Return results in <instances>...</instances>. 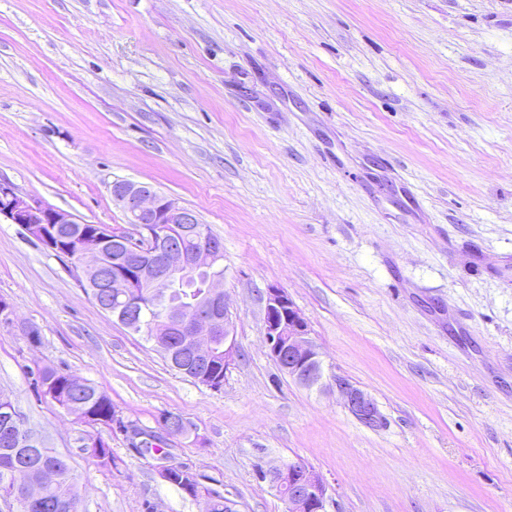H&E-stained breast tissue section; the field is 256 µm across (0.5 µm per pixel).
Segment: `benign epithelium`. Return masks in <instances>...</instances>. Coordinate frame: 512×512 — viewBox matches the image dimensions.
I'll return each mask as SVG.
<instances>
[{
	"instance_id": "obj_1",
	"label": "benign epithelium",
	"mask_w": 512,
	"mask_h": 512,
	"mask_svg": "<svg viewBox=\"0 0 512 512\" xmlns=\"http://www.w3.org/2000/svg\"><path fill=\"white\" fill-rule=\"evenodd\" d=\"M112 199L134 226L128 238L111 240L99 236H79L68 259L83 277L99 274L103 265L112 268L108 282L96 280L98 287L123 295L125 288H140L145 298H126L116 306L115 319L135 334L182 336L192 343L199 363L209 361L214 340L224 337V369H230L236 357L229 306L223 289L224 249L207 239L197 213L178 204L151 185L116 179L111 185ZM16 224L33 238L41 236V224H76L70 213L28 198L6 181L0 180V222ZM178 226L176 240L166 234L165 226ZM203 270H215L204 293L193 305L168 304L154 315L148 297L180 288L191 276ZM264 329L269 354L288 377L311 388L321 383L323 364L309 322L289 298L276 287L267 289ZM332 386L344 407L371 429H381L386 420L378 404L363 389L336 374ZM260 477L268 478L276 489L285 492L287 512H326L327 488L311 466L297 460L284 463Z\"/></svg>"
}]
</instances>
